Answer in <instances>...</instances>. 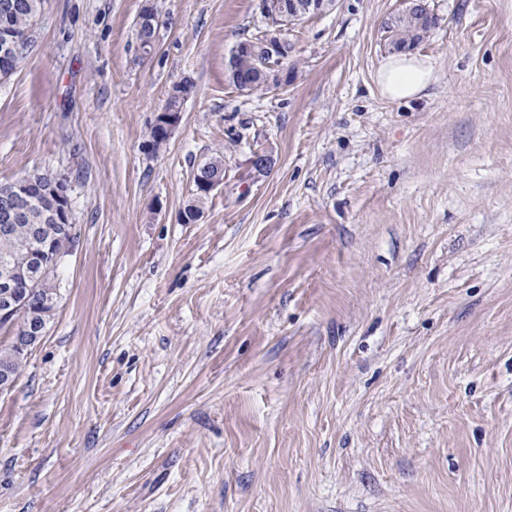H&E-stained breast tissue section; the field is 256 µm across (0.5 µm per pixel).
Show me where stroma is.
I'll return each mask as SVG.
<instances>
[{
	"label": "stroma",
	"instance_id": "1",
	"mask_svg": "<svg viewBox=\"0 0 512 512\" xmlns=\"http://www.w3.org/2000/svg\"><path fill=\"white\" fill-rule=\"evenodd\" d=\"M427 3L434 81L393 101L403 0H335L250 96L256 0H155L148 54L144 0H48L0 183L66 178L79 246L0 394V512H512V0ZM261 34L241 40L251 42L254 52L230 56L228 78L235 89L240 92L252 94L266 88L261 76V69L263 61L268 60L269 57L265 56V51L259 46ZM251 44L247 42L237 43L234 47V53L249 51ZM184 101V98H183ZM183 101L174 100V101H168L164 110L162 112H169L167 113L166 117L164 118L166 123L164 124L163 117L165 116L160 115L156 118L154 125L152 126L150 133H149V140L148 142H156L158 136L160 135L161 131L163 130V124L165 132L163 133V136L165 138H170L173 131L176 129L180 122L181 114H177L174 112H182V103ZM203 174H207L210 177H224V157L221 155L212 156L203 164L197 167L193 176L194 189L191 193V199L187 202L179 216V219L183 224H189L193 211H199L202 209V205L208 196L214 190L224 185L223 179H207L206 181L201 182L199 185L204 190V192L209 195L201 193L198 191L196 186V180ZM182 217H184V219H182Z\"/></svg>",
	"mask_w": 512,
	"mask_h": 512
}]
</instances>
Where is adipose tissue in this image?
I'll return each instance as SVG.
<instances>
[{"instance_id": "ef3b65f1", "label": "adipose tissue", "mask_w": 512, "mask_h": 512, "mask_svg": "<svg viewBox=\"0 0 512 512\" xmlns=\"http://www.w3.org/2000/svg\"><path fill=\"white\" fill-rule=\"evenodd\" d=\"M434 79L429 59L410 52L389 55L378 70V84L384 96L405 100L419 96Z\"/></svg>"}]
</instances>
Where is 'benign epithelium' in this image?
I'll return each mask as SVG.
<instances>
[{
    "mask_svg": "<svg viewBox=\"0 0 512 512\" xmlns=\"http://www.w3.org/2000/svg\"><path fill=\"white\" fill-rule=\"evenodd\" d=\"M333 0H290L288 13L268 15L270 4L268 0H257L259 13L266 17L268 24L264 30V46L269 52L270 60L264 64L265 81L270 89H278L286 85L288 68L284 63L287 53L284 50L283 29L296 21L311 15L321 13ZM40 187L32 182L19 179L17 181L0 184V228L7 229L15 223L23 213L25 201L32 197ZM54 219L58 224L56 240L45 245L40 232H34L35 265L30 278L37 282L46 274L54 273L71 255L77 246V234L72 225V208L70 198V185L66 181H59L54 191ZM16 272L5 259L0 261V327L8 330L16 322V314L22 301L16 292ZM52 314L50 310L29 314V319L23 331L14 337V345L22 356H27L46 335L47 324Z\"/></svg>",
    "mask_w": 512,
    "mask_h": 512,
    "instance_id": "obj_1",
    "label": "benign epithelium"
}]
</instances>
